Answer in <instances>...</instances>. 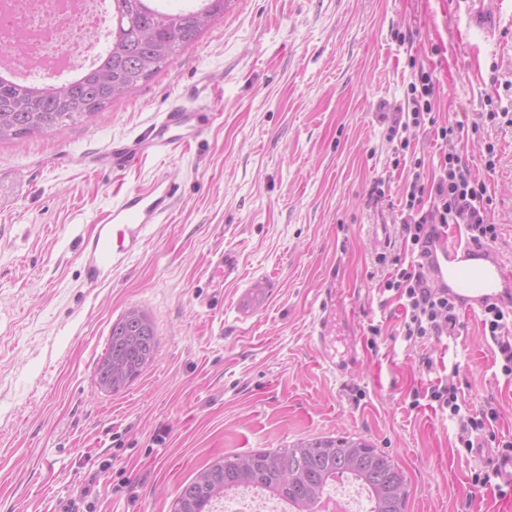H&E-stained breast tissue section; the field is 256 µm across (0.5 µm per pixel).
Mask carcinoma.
Masks as SVG:
<instances>
[{
	"label": "carcinoma",
	"mask_w": 512,
	"mask_h": 512,
	"mask_svg": "<svg viewBox=\"0 0 512 512\" xmlns=\"http://www.w3.org/2000/svg\"><path fill=\"white\" fill-rule=\"evenodd\" d=\"M112 43L103 64L64 83H36L17 90L0 82V143L60 131L103 113L134 93L207 28L197 24L224 17L227 0H200L179 11L141 7V0H116ZM157 336L148 317L124 314L112 324L106 354L122 359L136 378L154 357ZM360 484L370 512H405L406 477L394 462L363 441L339 438L297 441L287 448L226 456L182 486L174 508L216 512L235 490L253 486L288 503L290 512H315L317 501L339 477Z\"/></svg>",
	"instance_id": "obj_1"
}]
</instances>
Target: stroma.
<instances>
[{"instance_id":"35a3bbf8","label":"stroma","mask_w":512,"mask_h":512,"mask_svg":"<svg viewBox=\"0 0 512 512\" xmlns=\"http://www.w3.org/2000/svg\"><path fill=\"white\" fill-rule=\"evenodd\" d=\"M438 9L233 0L104 114L0 144V512H60L82 486L96 490L98 512H173L180 486L224 456L338 437L404 472L405 512H471L487 462L459 443L456 420L412 407V395L441 380L462 408L493 405L481 440L498 454L512 442V375L478 315L459 316L454 336L406 341L405 309L375 263L404 248L409 172L391 162L377 107L403 104L410 61L436 76L443 121L482 111L496 80L512 79L511 27L487 37L452 9L434 30ZM180 104L217 114L191 147L126 171L100 165L107 146ZM490 138L495 174L482 138L458 149L497 198V247L512 262V128ZM157 181L176 185L172 208L89 284L85 245L117 190ZM223 250L238 274L217 287L209 266ZM132 308L152 320L157 350L107 392L96 367ZM322 314L345 365L336 373L314 338Z\"/></svg>"}]
</instances>
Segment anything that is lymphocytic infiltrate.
<instances>
[{
  "instance_id": "lymphocytic-infiltrate-1",
  "label": "lymphocytic infiltrate",
  "mask_w": 512,
  "mask_h": 512,
  "mask_svg": "<svg viewBox=\"0 0 512 512\" xmlns=\"http://www.w3.org/2000/svg\"><path fill=\"white\" fill-rule=\"evenodd\" d=\"M485 111L477 113L471 122L460 120L443 122L437 116L436 83L432 72L418 68L407 85L406 104L396 107L389 120L386 140L391 146L393 166L408 165L411 180L401 198L403 214L401 233L405 254L381 252L376 262L394 266L395 271L383 283L406 301L409 319L405 323L407 340L441 338L453 335L457 327L455 306L447 296L432 288L419 261L425 253L434 226L465 225L472 243L493 245L498 240L495 220L497 203L485 180L474 177L455 145L465 136L488 127H512V109L500 101L486 99ZM431 130L443 149L433 173H426L422 158L409 155V131ZM426 396L441 411L449 412L459 420L460 444L473 449L475 435L486 431L498 417L493 406L478 413L462 415L455 388L439 383L431 386Z\"/></svg>"
}]
</instances>
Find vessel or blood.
I'll list each match as a JSON object with an SVG mask.
<instances>
[{"label":"vessel or blood","mask_w":512,"mask_h":512,"mask_svg":"<svg viewBox=\"0 0 512 512\" xmlns=\"http://www.w3.org/2000/svg\"><path fill=\"white\" fill-rule=\"evenodd\" d=\"M469 28L495 32L503 19L512 20V0H464ZM215 119L214 113L176 105L163 112L145 132L127 143L113 144L103 153L102 164L127 167L143 157L165 155L177 146H190ZM175 185L157 182L123 195L100 221L90 248V282L111 267L115 256L127 252L149 224L168 211L176 196ZM428 280L436 292L476 314L495 306L512 312V265L490 246L478 247L449 241L437 230L423 259Z\"/></svg>","instance_id":"vessel-or-blood-1"}]
</instances>
